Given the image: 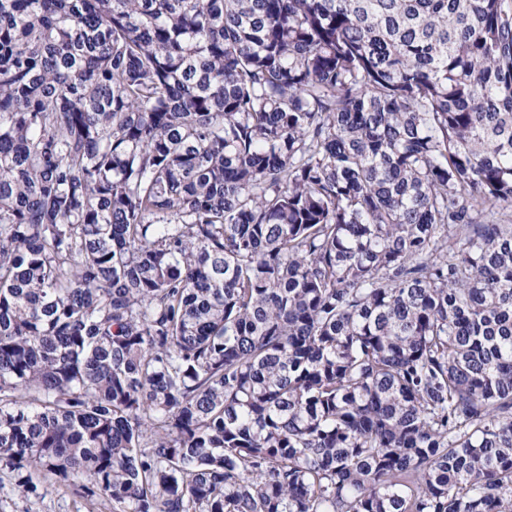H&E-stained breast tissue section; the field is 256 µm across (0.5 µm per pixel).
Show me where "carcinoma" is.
Segmentation results:
<instances>
[{"instance_id":"carcinoma-1","label":"carcinoma","mask_w":512,"mask_h":512,"mask_svg":"<svg viewBox=\"0 0 512 512\" xmlns=\"http://www.w3.org/2000/svg\"><path fill=\"white\" fill-rule=\"evenodd\" d=\"M113 512H512V0H0V471Z\"/></svg>"}]
</instances>
